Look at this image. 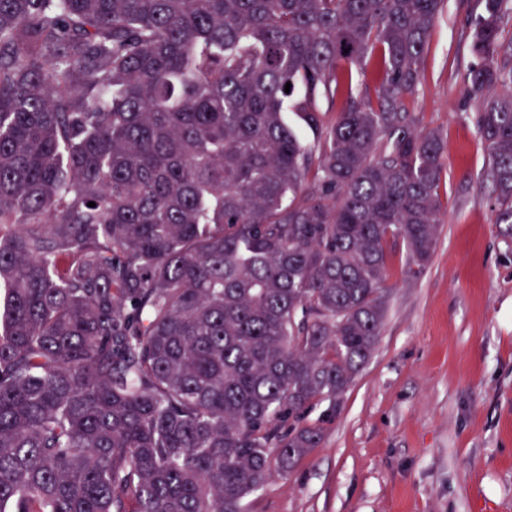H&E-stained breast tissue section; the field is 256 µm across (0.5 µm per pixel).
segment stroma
Instances as JSON below:
<instances>
[{
  "mask_svg": "<svg viewBox=\"0 0 512 512\" xmlns=\"http://www.w3.org/2000/svg\"><path fill=\"white\" fill-rule=\"evenodd\" d=\"M483 0H447L432 28L416 129L445 167L435 255L420 273L389 240L380 342L320 447L249 496L245 512H512V238L496 224L466 92Z\"/></svg>",
  "mask_w": 512,
  "mask_h": 512,
  "instance_id": "obj_1",
  "label": "stroma"
}]
</instances>
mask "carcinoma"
I'll return each mask as SVG.
<instances>
[{"label": "carcinoma", "instance_id": "obj_1", "mask_svg": "<svg viewBox=\"0 0 512 512\" xmlns=\"http://www.w3.org/2000/svg\"><path fill=\"white\" fill-rule=\"evenodd\" d=\"M445 2L0 0V512H244L320 446L388 239L435 252L405 98ZM511 21L483 0L466 90L512 234ZM322 99L314 150L284 113ZM341 107V100L335 101L334 104L324 101L321 105V124L318 130L308 127L296 112H286L284 117L288 125L300 135L303 142L315 148L323 140V132L326 128L336 121Z\"/></svg>", "mask_w": 512, "mask_h": 512}]
</instances>
